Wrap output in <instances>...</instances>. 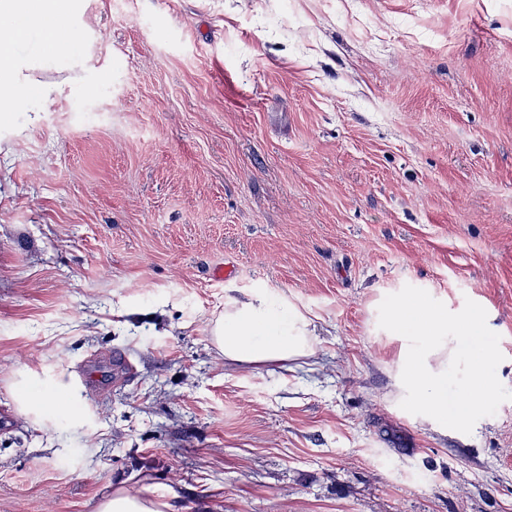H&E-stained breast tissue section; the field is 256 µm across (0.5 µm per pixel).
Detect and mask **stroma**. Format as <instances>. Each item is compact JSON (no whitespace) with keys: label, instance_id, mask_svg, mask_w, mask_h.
Here are the masks:
<instances>
[{"label":"stroma","instance_id":"stroma-1","mask_svg":"<svg viewBox=\"0 0 512 512\" xmlns=\"http://www.w3.org/2000/svg\"><path fill=\"white\" fill-rule=\"evenodd\" d=\"M75 19L70 57L36 60L70 93L0 117V512L118 485L169 512H512V0ZM254 292L314 320V357L225 362L209 320ZM405 296L485 313L471 423L401 399ZM34 385L75 409L21 413Z\"/></svg>","mask_w":512,"mask_h":512}]
</instances>
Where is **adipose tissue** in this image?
I'll return each mask as SVG.
<instances>
[{"instance_id": "adipose-tissue-1", "label": "adipose tissue", "mask_w": 512, "mask_h": 512, "mask_svg": "<svg viewBox=\"0 0 512 512\" xmlns=\"http://www.w3.org/2000/svg\"><path fill=\"white\" fill-rule=\"evenodd\" d=\"M76 8L77 0H0V112L30 108L45 112L58 102L67 82L35 79L34 63L19 46L31 40L41 53L70 55L77 32L71 20ZM390 324L403 334L422 337L420 345L402 346L399 362L405 388L419 394L420 405L430 417L448 413L444 396L448 365L459 354L460 338L468 337L478 351V363L463 383L467 398L456 419L469 421L492 394L486 372L494 354L482 343V315L470 312L452 318L445 310L407 297L398 303ZM209 334L212 344L230 363L296 361L316 352L312 319L288 300L274 301L262 293L225 304L223 313L210 319ZM168 507L165 498L118 487L101 497L96 512H167Z\"/></svg>"}]
</instances>
